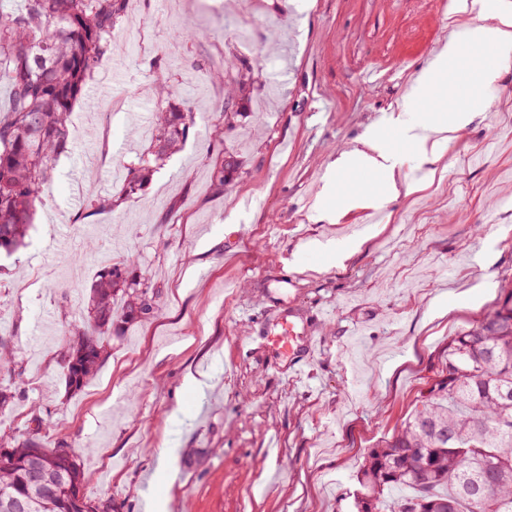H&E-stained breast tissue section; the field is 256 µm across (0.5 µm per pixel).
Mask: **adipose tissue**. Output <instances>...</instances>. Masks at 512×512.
<instances>
[{"mask_svg":"<svg viewBox=\"0 0 512 512\" xmlns=\"http://www.w3.org/2000/svg\"><path fill=\"white\" fill-rule=\"evenodd\" d=\"M469 44L473 51L479 52L492 46L500 49L512 47V8L496 4L482 6L474 14V22L468 29ZM460 57L455 42H448L424 68L418 76L419 91L414 100L426 119L422 127L402 128L405 142L411 144L423 161L438 162L442 143L457 138L459 132L470 124L477 115L466 99L465 94L454 84H443L445 100L435 104L429 90L436 84H442V77L448 72L451 61ZM396 151L385 143L376 129H368L360 136L355 145L345 150L336 161L337 172L349 169L363 170L384 177L383 195L386 200L396 199L400 194L395 169Z\"/></svg>","mask_w":512,"mask_h":512,"instance_id":"ef3b65f1","label":"adipose tissue"}]
</instances>
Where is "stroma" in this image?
<instances>
[{
  "label": "stroma",
  "mask_w": 512,
  "mask_h": 512,
  "mask_svg": "<svg viewBox=\"0 0 512 512\" xmlns=\"http://www.w3.org/2000/svg\"><path fill=\"white\" fill-rule=\"evenodd\" d=\"M468 22L442 0H128L26 244L0 256V342L22 373L0 439L70 449L85 497L114 512H354L368 449L436 380L449 337L512 283V66L476 92L493 107L438 164L391 132L410 195L380 201L379 178L357 170L345 184L359 203L338 212L330 165L368 127L388 129L402 73L467 45ZM157 56L196 124L138 198L88 212L151 145L163 102L143 62ZM241 59L252 80L234 97ZM225 152L242 172L222 185ZM321 208L337 218L314 221ZM228 222L243 228L234 248ZM328 241L352 255L332 262L315 248ZM126 256L158 310L105 337L97 373L71 391L66 334L98 271ZM247 309L294 312L318 351L292 364ZM202 373L198 390L187 378Z\"/></svg>",
  "instance_id": "35a3bbf8"
}]
</instances>
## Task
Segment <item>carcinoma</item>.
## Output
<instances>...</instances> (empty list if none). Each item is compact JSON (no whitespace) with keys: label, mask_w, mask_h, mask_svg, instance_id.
I'll return each instance as SVG.
<instances>
[{"label":"carcinoma","mask_w":512,"mask_h":512,"mask_svg":"<svg viewBox=\"0 0 512 512\" xmlns=\"http://www.w3.org/2000/svg\"><path fill=\"white\" fill-rule=\"evenodd\" d=\"M6 2L0 0V80L10 85V106L0 112V252L10 255L25 244L36 201L67 149L73 105L109 58L126 0H18L8 11ZM157 92L167 106L156 113L151 149L127 165L122 200L143 190L158 161L178 150L195 124V109L181 92L161 80ZM239 169L227 155L217 180ZM134 267L128 256L97 274L66 355V382L76 391L97 371L101 336L155 313V288ZM118 296L125 299L119 313ZM35 450L62 476L37 512L112 510L81 494L84 474L69 449L29 441L0 457V498L40 494L25 469ZM357 480V512H512V290L478 325L448 341L438 381L403 427L367 452ZM395 489L406 494L393 498Z\"/></svg>","instance_id":"cac0c4a2"}]
</instances>
